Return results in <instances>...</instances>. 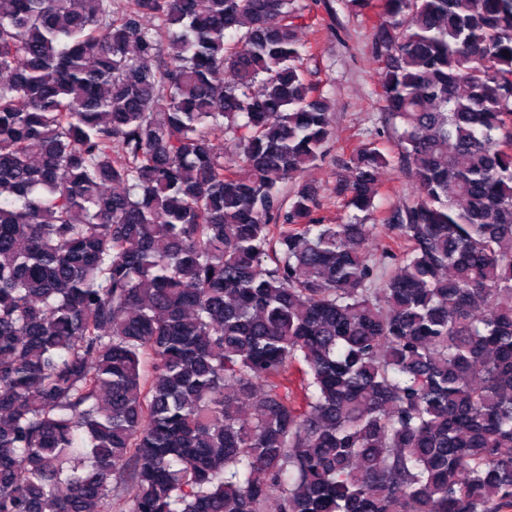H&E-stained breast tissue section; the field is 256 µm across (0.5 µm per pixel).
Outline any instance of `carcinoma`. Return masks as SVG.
<instances>
[{"mask_svg":"<svg viewBox=\"0 0 512 512\" xmlns=\"http://www.w3.org/2000/svg\"><path fill=\"white\" fill-rule=\"evenodd\" d=\"M346 3L329 224L300 0H0V512H512V0ZM310 5L307 27L298 37L314 46L318 62L316 80L321 81L334 113L328 153L322 162L298 174V181L318 188L325 213L332 223L345 222L349 212L336 203L334 188L346 172L338 159L343 151L363 143L378 142L392 156L379 168L380 191L387 207L412 198L414 188L397 159L394 136L387 131L381 110L377 62L371 44L374 30L384 22L377 12L359 16L343 0H303Z\"/></svg>","mask_w":512,"mask_h":512,"instance_id":"1","label":"carcinoma"}]
</instances>
